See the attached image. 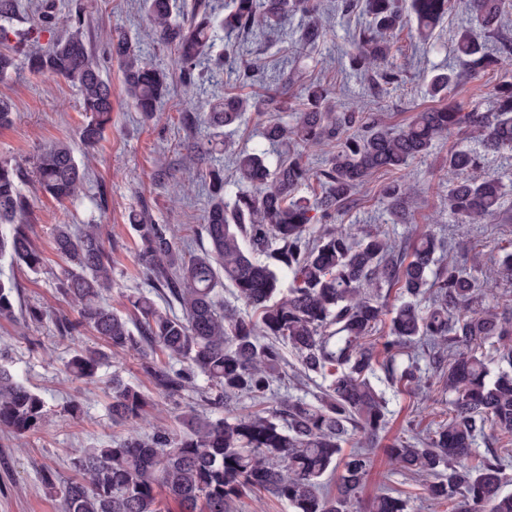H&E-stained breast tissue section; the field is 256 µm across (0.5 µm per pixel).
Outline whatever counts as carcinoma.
Listing matches in <instances>:
<instances>
[{"label":"carcinoma","mask_w":512,"mask_h":512,"mask_svg":"<svg viewBox=\"0 0 512 512\" xmlns=\"http://www.w3.org/2000/svg\"><path fill=\"white\" fill-rule=\"evenodd\" d=\"M336 0V9H357L368 23L352 33L349 73L376 96L401 80L404 64L397 46L408 25L426 40L451 0ZM504 0H470V17L458 34L454 61L436 71L427 93L437 106L417 112L394 129L368 112L344 109L336 101V80L297 82V69L276 60L272 66L245 59L232 69L241 86L261 94L226 93L201 116L185 100L186 122H203L212 136L190 146L191 157L209 161V201L203 229L209 248L187 256L176 246L169 224L133 216L139 239L138 262L150 287L163 298L130 299L134 318L112 311L105 295L112 289V253L101 224H57L53 250L66 260L60 291L78 307V317L57 320L60 336L90 332L115 351L133 352L162 394L178 395L210 383L196 409L181 416L183 434L163 427L131 431L106 448H85L74 458L76 476L59 480L43 475L60 495L63 512H162L157 488H164L179 512H231L249 493L269 494L292 512H354L372 468L373 448L387 426L385 390L375 383L418 395L437 385L452 395L448 420L427 437L396 438L386 448L406 480L423 487L428 499L448 512H512L501 438H512V305L500 306L491 285L512 277V249L500 248L475 275L470 240L439 242L420 234L404 242L379 227L358 233L336 223L342 208L354 203L378 173L389 175L381 194L394 224H412L407 198L413 187L406 170L427 156L436 142L469 131L480 150L448 151V216L470 224L500 216L501 177L479 168L484 153L512 155V80L502 76L487 109L468 112L449 101L462 79L495 71L499 59H512V36L503 33ZM146 20L159 40L177 52L179 80L186 92L204 81L200 59L214 46L217 30L229 41L243 33L266 34L288 15L300 17L294 45L308 55L332 40L316 0H232L222 16L211 0H192L176 11L175 0H143ZM71 32L38 54L21 57L0 51V79L26 67L74 84L88 120L81 127L83 156L89 157L112 124V86L101 75V60L82 36V13H69ZM495 38L486 52L481 38ZM107 55L121 69L126 101L151 118L168 94L165 71L149 64L124 34L109 37ZM298 102H288V85ZM262 119V135L273 148L292 143L296 151L270 164L268 151H240L235 174L211 162L227 148L224 130L246 113ZM326 149L319 165L309 152ZM85 161L58 141L40 148L32 167L0 161V257L32 273L44 266L42 251L29 235L24 216L29 204L21 184L33 177L40 192L57 200L77 193ZM317 182L320 193L296 196ZM320 228L311 232V224ZM448 252V259L436 257ZM245 305L224 303V286ZM400 304L388 306L390 293ZM18 285L0 279V319L40 322L44 311L17 302ZM429 305L421 306L422 300ZM296 356L292 366L283 345ZM490 346L494 355L484 351ZM162 353L182 367L155 360ZM106 355L79 347L67 362L79 379H92ZM426 360L422 371L420 360ZM497 365L490 377L488 364ZM328 381L317 403L281 399L272 408V385L287 375ZM112 420L135 423L155 406L138 387L112 385ZM245 397L251 405L236 408ZM46 419L44 399L0 364V428L16 434L39 429ZM361 444L343 453L350 437ZM487 447L473 448L477 438ZM336 489H331V480ZM398 489L383 485L360 512H406Z\"/></svg>","instance_id":"carcinoma-1"}]
</instances>
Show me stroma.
Masks as SVG:
<instances>
[{
  "instance_id": "stroma-1",
  "label": "stroma",
  "mask_w": 512,
  "mask_h": 512,
  "mask_svg": "<svg viewBox=\"0 0 512 512\" xmlns=\"http://www.w3.org/2000/svg\"><path fill=\"white\" fill-rule=\"evenodd\" d=\"M336 0H324L329 13L326 23L335 34V42L318 47L310 56L299 59L297 66L304 77L313 79L320 69H327L337 80L340 105L364 112L378 113L391 126L407 123L413 112L430 107L425 75L445 65L447 48L455 38L469 10V0H452L448 13L433 31V49H415L408 38L399 44L410 59L407 74L396 88L381 98H372L366 84L346 75L341 55L348 47L349 29L365 17L362 12L348 15L334 11ZM18 10L10 21L11 33L5 48L28 51L46 42V33L37 32V15L42 7L53 8L57 15L67 14L71 5L81 4L85 23L84 38L95 52H102L104 39L113 29L137 37L149 62L169 75L170 92L155 118H144L125 103L117 63L103 60V77L112 86V126L93 152L78 195L56 201L42 195L34 181H26L21 190L30 200L25 217L30 233L44 253L46 265L39 273L0 260V273L15 276L20 284L22 304L41 307L45 316L40 323L0 320V352L7 354L11 371L47 405L45 425L38 431L17 435L0 429V512H62L59 497L46 489L42 475L54 472L58 478L74 477L73 459L85 448L102 447L123 439L131 427L113 422L112 380L138 386L156 401L137 426L147 430L153 423H163L171 433L181 434L178 416L185 406L195 404L193 392L167 397L159 393L141 369L139 356L125 353L109 355L96 378L86 382L70 373L66 363L75 347L105 349V342L92 334L62 337L56 329L61 317L75 318L76 306L59 291L66 263L58 257L51 243L56 224L100 223L106 226L112 245L114 284L107 302L114 312L130 314L131 296L150 293L149 282L136 258L138 237L131 223L134 214L146 212L158 224L172 225L182 251L198 253L209 242L201 228L205 222L208 190L204 182L205 164L186 158L189 143L204 139L205 125L186 127L181 103L183 91L178 83L176 53L173 47L158 44L146 27L139 0H17ZM0 96L7 98L15 112L10 127L0 129V159L31 164L39 146L64 141L79 146V133L85 114L79 106L75 86L61 79H49L21 69L0 80ZM468 132L453 134L439 141L429 156L415 160L409 167L415 186L409 198L413 223L394 224L385 211L380 195L384 176H374L360 205L341 212L339 223L355 230L382 226L395 238L421 233L468 238L478 243L480 262H487L501 246L512 241V158L488 155L485 169L497 173L505 185L502 212L498 219L485 224H456L448 220V172L445 167L449 148L465 145ZM78 401L81 411L71 414L70 401ZM389 427L380 434L374 452V466L363 491L364 497L376 492L382 478L391 484H404L410 495L409 512H436L422 488L403 483L401 475L391 472L385 448L394 437L409 438L418 428L416 412L409 398L388 397Z\"/></svg>"
}]
</instances>
